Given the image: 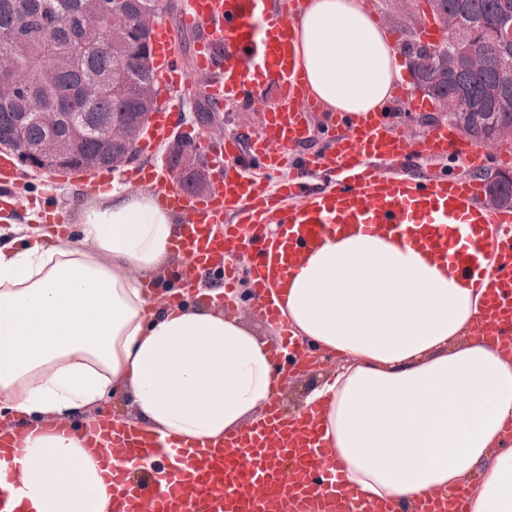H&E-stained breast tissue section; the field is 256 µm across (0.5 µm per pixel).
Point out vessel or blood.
I'll use <instances>...</instances> for the list:
<instances>
[{
	"label": "vessel or blood",
	"instance_id": "b4317fda",
	"mask_svg": "<svg viewBox=\"0 0 512 512\" xmlns=\"http://www.w3.org/2000/svg\"><path fill=\"white\" fill-rule=\"evenodd\" d=\"M290 4L274 9L268 0H186L184 27H206L193 50L194 71L208 78V101L221 108L228 97L259 104L268 114L257 133L224 140L220 185L210 196L192 199L176 188L156 191L159 206L186 214L181 245L189 263L203 273L234 278L225 254L250 256L256 316L279 319L277 297L266 276L285 277L305 249L348 229L365 234L409 237L435 258L450 260L458 276L478 266L469 227L512 226V212L478 202V186L462 177L424 170L423 162L458 150L464 164L483 166V151L458 146L451 125L441 124L422 139L393 132L381 118L340 119L329 153L302 155L311 136L310 112L317 105L305 92L292 51ZM154 67L164 91L178 90L189 73L176 64L167 27L154 36ZM287 172L270 184L264 174ZM278 216L283 232L265 226ZM227 224L224 236L212 233ZM491 281L489 316L480 324L512 355V243ZM89 447H108L102 476L112 484V512H393L384 503L356 499L344 486L339 464H325L312 428L270 402L264 423L212 448H166L131 427L98 420ZM163 455L164 488L134 467ZM467 494L420 503L417 512H465Z\"/></svg>",
	"mask_w": 512,
	"mask_h": 512
}]
</instances>
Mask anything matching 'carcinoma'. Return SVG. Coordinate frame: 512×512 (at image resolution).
Returning a JSON list of instances; mask_svg holds the SVG:
<instances>
[{
    "mask_svg": "<svg viewBox=\"0 0 512 512\" xmlns=\"http://www.w3.org/2000/svg\"><path fill=\"white\" fill-rule=\"evenodd\" d=\"M438 11L457 19L459 29L430 49L408 47L414 61L419 86L438 102L462 94L470 102L464 132L485 141L496 129L512 125V45L505 46L496 36L497 27L512 22V0H435ZM156 0H104V9L91 12L86 0H0V41L12 46L9 66H0L1 82H19L16 98L0 101V143L21 141L34 148L48 136L65 137L73 121L86 131L82 150L97 155V132L112 124V114L126 112L131 117L146 111L139 95L143 83L155 80L150 67L129 71L118 90H112V73L124 59L149 54L151 38L132 22L155 8ZM124 14L131 25L108 47L94 53L72 56L85 27L109 24L110 15ZM474 37L479 43L483 64L473 70L466 65L448 68L453 43ZM95 84L99 95L87 101L85 86ZM490 86L501 89L504 100L486 98ZM54 104L66 113L55 128L45 127L35 116L36 104ZM499 206L512 204V178L489 186Z\"/></svg>",
    "mask_w": 512,
    "mask_h": 512,
    "instance_id": "obj_1",
    "label": "carcinoma"
}]
</instances>
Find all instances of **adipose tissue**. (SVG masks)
Returning a JSON list of instances; mask_svg holds the SVG:
<instances>
[{
  "label": "adipose tissue",
  "instance_id": "ef3b65f1",
  "mask_svg": "<svg viewBox=\"0 0 512 512\" xmlns=\"http://www.w3.org/2000/svg\"><path fill=\"white\" fill-rule=\"evenodd\" d=\"M292 26L327 111H387L407 75L364 0H304ZM78 211L55 243L0 229V411L25 438L19 512H112L83 426L114 388L131 392L141 434L207 447L263 424L284 387L270 339L225 315L220 283L196 278L200 301H174L181 214L118 186ZM477 238L471 280L416 241L347 231L275 283L292 336L340 357L303 404L310 422L347 489L394 512L474 476L470 512H512V359L476 332L497 271L494 233Z\"/></svg>",
  "mask_w": 512,
  "mask_h": 512
}]
</instances>
